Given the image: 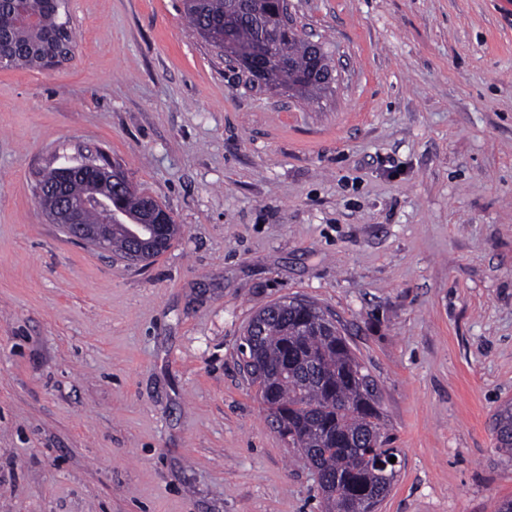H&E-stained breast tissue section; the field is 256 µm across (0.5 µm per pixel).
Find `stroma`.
Instances as JSON below:
<instances>
[{
  "label": "stroma",
  "instance_id": "obj_1",
  "mask_svg": "<svg viewBox=\"0 0 512 512\" xmlns=\"http://www.w3.org/2000/svg\"><path fill=\"white\" fill-rule=\"evenodd\" d=\"M338 79L250 88L180 0H65L53 69H0V506L322 512L240 368L286 298L338 321L401 464L378 512H497L512 462V0H291ZM116 162L180 231L71 240L42 172ZM492 429L501 455L512 459V402L500 405L492 417Z\"/></svg>",
  "mask_w": 512,
  "mask_h": 512
}]
</instances>
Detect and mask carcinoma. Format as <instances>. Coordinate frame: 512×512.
Listing matches in <instances>:
<instances>
[{
  "label": "carcinoma",
  "mask_w": 512,
  "mask_h": 512,
  "mask_svg": "<svg viewBox=\"0 0 512 512\" xmlns=\"http://www.w3.org/2000/svg\"><path fill=\"white\" fill-rule=\"evenodd\" d=\"M192 28L217 47L229 29L237 57L254 55L256 44L277 35L267 71L272 87L284 88L304 100H317L330 89L310 81L313 58L304 32L285 23L279 0H254L249 11L236 0H182ZM37 15L38 41L53 44L58 35L57 0H28ZM12 52L5 68H44L32 53L30 36L11 39ZM144 192H112V205L138 223ZM333 320L315 304L290 301L277 318L263 322L259 359L262 371L249 368L263 404L275 416L288 445L297 449L321 476L324 512H376L391 490L396 474L382 471L367 444L387 448L378 400L369 376L339 328L323 330ZM492 429L501 455L512 459V402L500 405Z\"/></svg>",
  "instance_id": "1"
}]
</instances>
